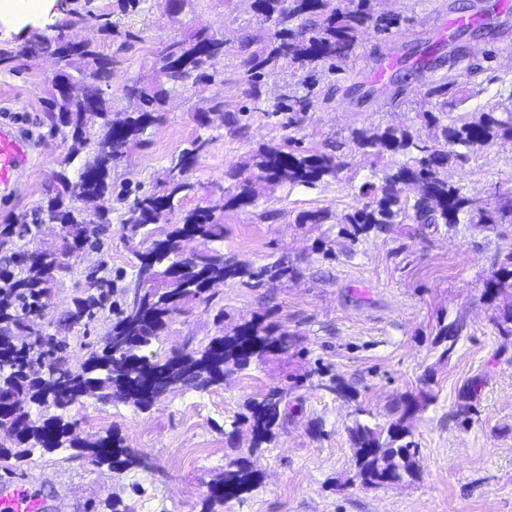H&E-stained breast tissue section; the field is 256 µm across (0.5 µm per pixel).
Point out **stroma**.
I'll list each match as a JSON object with an SVG mask.
<instances>
[{
	"instance_id": "stroma-1",
	"label": "stroma",
	"mask_w": 512,
	"mask_h": 512,
	"mask_svg": "<svg viewBox=\"0 0 512 512\" xmlns=\"http://www.w3.org/2000/svg\"><path fill=\"white\" fill-rule=\"evenodd\" d=\"M482 2L384 0L383 10L401 16V23L385 34L363 33L345 70L329 78L335 88L331 100L318 102L298 133L305 147L330 144L349 154L350 170L313 187L277 185L248 212L225 213V253L256 266L280 258L302 271L297 281L272 286L217 285L225 328L267 313L293 335L295 348L229 377L224 385L179 391L147 412L96 400L73 408L82 435L117 429L143 457V467L115 474L58 450L35 453L17 468L0 462V476L35 481L49 512H86L89 505H103L115 495L131 512H200L211 473L235 458L236 448L249 445L247 426L234 424L246 400L292 378L302 383L294 418L255 459L262 474L258 488L231 501L224 512H512V337L498 335L490 320L495 308L512 303V291L492 304L482 296L485 280L496 269L495 258L512 252V226L421 230L409 224L403 232L372 234L354 244L343 238L339 226L343 215L361 204L355 186L375 177L359 156L350 155L351 130L419 127L418 115L426 108L423 91L446 73L470 91L458 111L512 102V13L493 28L474 27L441 45L432 37L439 18L478 12ZM96 5L110 11L118 30L141 37L121 54L110 82L100 86L116 111L128 105L124 86L148 73L163 44L204 28L223 34L234 46L245 33L265 25L252 0H186L176 13L166 0H143L137 12L127 14L113 12L112 0H96ZM430 50L439 67L414 66V59ZM387 53L405 64L377 101L369 95L367 75ZM460 55L481 63L483 72L472 77L464 67L448 69V58ZM240 62L239 55L229 54L216 64L223 81L189 83L172 91L163 121L132 145L127 162L112 176L126 192L112 203L113 233L102 251L73 259L71 273L53 283L42 319L47 331H54L61 313L83 296L90 267H99L120 285L134 278V259L118 230L134 198L159 188L171 155L194 138L208 141L188 173L195 185L182 203L188 211L232 189L231 173L251 149L288 136L283 117L264 112L251 113L243 135L225 123L202 127L195 121V112L218 101L233 109L247 104L237 79ZM52 70V62L42 56L0 66V123H13L32 140L31 168L12 195L0 196V225L34 223L55 185L66 146L46 114ZM448 177L471 195L494 201L498 188L512 186V140H495L467 163L449 166ZM310 210L326 211L327 223H297V215ZM324 235L334 250L329 258L315 249ZM459 315L465 316L468 329L451 359L440 360L434 346L437 330ZM111 319V311L104 310L92 323L67 331L72 363L86 357ZM215 332L212 312L199 305L172 324L161 348L177 349L188 336L204 343ZM318 367L340 376L352 399L318 389L309 376ZM479 376L485 385L476 402V421L466 426L456 415L459 393ZM425 387L435 399L409 422L419 448L418 478L383 487L361 485L348 432L355 406L366 409V422L385 427L397 419L404 396ZM233 426L238 434L231 445L225 432Z\"/></svg>"
}]
</instances>
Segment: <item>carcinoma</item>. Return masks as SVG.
<instances>
[{
	"label": "carcinoma",
	"mask_w": 512,
	"mask_h": 512,
	"mask_svg": "<svg viewBox=\"0 0 512 512\" xmlns=\"http://www.w3.org/2000/svg\"><path fill=\"white\" fill-rule=\"evenodd\" d=\"M379 0H253L255 10L272 19V28L242 36L237 52L244 55L239 81L248 86L253 107L260 112L263 78L281 70L303 87L292 88L275 103L274 112L288 113V128L298 131L316 100L331 99L321 86L322 76L343 70L359 44L361 34L372 29L390 31L397 18L378 11ZM58 10L66 27L88 15L98 29L121 38L118 50L125 51L140 41L131 31L113 30L111 13L82 14L71 0H58ZM64 39L63 28L53 35L17 39L13 47L0 51V63L20 58H35L58 53ZM231 47L224 38L202 29L170 41L157 54L152 74L136 80L126 93L128 108L112 110V103L94 86L82 84L84 73L97 82L112 77L114 55L101 44L81 40L69 45L60 56L62 70L74 85L75 93L51 92L47 114L51 128L63 134L68 144L60 159L54 189L40 213L61 226L55 261L48 262L38 248L12 252L0 265V426L11 438L0 442V462H23L34 451L70 450L97 467L112 472L139 468L143 459L130 452L116 430L82 437L76 433L71 410L89 399L120 402L137 412H146L158 403L157 393L176 382L181 388L208 390L224 380L249 370L269 358L288 353V332L263 315H254L224 332V310L216 314L218 330L206 343L183 351L151 354V346L161 342L176 321L193 303L210 306L211 282L251 281L276 283L296 280L298 268L281 261L259 267L224 253V224L217 213L243 211L258 205L268 189L282 183L311 187L338 178L350 168L348 155L308 150L301 140L288 136L277 145H261L252 150L235 172L232 191L219 203L198 206L183 213L172 224L168 216L180 208L187 193L194 189L185 174L199 161L206 147L196 138L171 159L168 179L158 190L135 198L129 217L120 228V238L134 258L135 279L119 287L114 280L96 278L94 287L85 289L67 310L59 327L76 323L74 312L91 322L110 307L113 314L107 334L111 342L96 343L78 366L70 364L66 339L50 335L55 351L42 362H35L42 338L47 336L40 323V312L50 299V284L68 273L70 259L85 251H98L110 231L112 212V170L126 158V144L142 138L149 127L163 120L171 91L192 80L200 85L215 81L218 72H207L210 59L228 55ZM453 81L445 76L431 85L426 96L428 109L420 113L421 127H386L357 130L351 135L352 149L375 167L388 155H401L405 161L382 170L379 182L366 181L358 187L362 207L345 214L342 234L355 243L372 233H385L397 224H474L489 229L497 224H512V188L498 191L494 205L469 196L462 187L448 181V165L469 158L498 137L512 138V109L506 118L490 107L472 116L448 111V93ZM201 126L219 120L237 125L235 113L213 106L195 113ZM87 167L99 171L97 179L72 178ZM101 202L89 214L73 205L74 195ZM37 224H3L0 245L33 239ZM197 243L192 271L174 273L172 267L183 255L185 246ZM512 288V253L484 283V296H497ZM492 325L501 336H512V306L496 310ZM466 329L458 317L440 325L435 344L442 347L440 358L450 359ZM317 387L346 399L350 387L334 374L321 370ZM483 379H472L461 393V411L472 410ZM301 387L274 386L259 398L245 402L239 419L249 425L251 440L242 456L230 460L224 469L205 483L201 512H224V504L241 500L258 485L260 474L250 458L267 450L290 419L295 391ZM432 400L422 391L404 397L400 415L384 428L361 421L364 409H355L349 428L357 477L366 486L386 485L393 480L413 479L420 471L417 444L411 439L408 421ZM53 411L45 417L32 416V410Z\"/></svg>",
	"instance_id": "carcinoma-1"
}]
</instances>
